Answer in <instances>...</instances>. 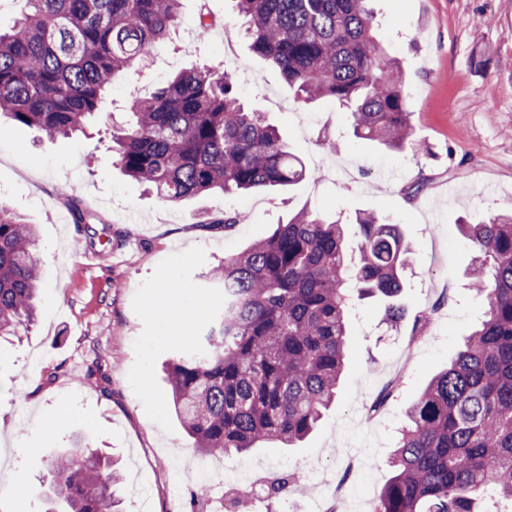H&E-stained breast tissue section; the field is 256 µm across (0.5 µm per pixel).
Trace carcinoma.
I'll use <instances>...</instances> for the list:
<instances>
[{"instance_id":"1","label":"carcinoma","mask_w":512,"mask_h":512,"mask_svg":"<svg viewBox=\"0 0 512 512\" xmlns=\"http://www.w3.org/2000/svg\"><path fill=\"white\" fill-rule=\"evenodd\" d=\"M0 32V119L68 137L109 87L168 39L179 0H22ZM250 49L277 66L296 99L349 110L355 135L388 149L413 144L396 60L375 37L372 0H233ZM112 133L122 172L180 203L195 195L287 187L306 175L278 130L250 110L216 66L179 72L127 103ZM346 225L302 210L224 258L209 279L223 307L206 336L168 366L172 408L202 455L303 441L336 398L353 294L395 300L408 249L400 225L372 212ZM472 242L484 308L463 349L407 411L372 512H485L493 490L512 507V212L458 222ZM36 228L0 205V339L35 314ZM63 512H122L121 476L96 450L56 457Z\"/></svg>"}]
</instances>
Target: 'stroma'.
<instances>
[{"mask_svg": "<svg viewBox=\"0 0 512 512\" xmlns=\"http://www.w3.org/2000/svg\"><path fill=\"white\" fill-rule=\"evenodd\" d=\"M373 6L378 38L403 71L416 148L356 138L336 105L297 101L279 70L250 51L230 0H180L176 29L111 87L83 133L50 140L23 125L0 132V203L37 225L42 259L36 319L0 344V470L15 477L0 486V512H54L48 463L76 451L78 432L116 457L124 512H196L200 483L174 501L161 482L171 449L191 448L170 409L165 372L184 344L180 316L215 304L205 273L304 209L372 211L401 226L413 250L399 297L404 316L392 323L385 300L356 301L345 372L323 420L299 447L223 458L224 475L241 462L255 479L275 465L294 469L272 512H296L313 492L309 473L324 471L331 483L347 481L356 506L371 512L408 407L483 318L469 286L475 249L455 221L512 209V0ZM203 7L216 25L208 38L189 37ZM210 62L230 71L244 102L279 128L306 178L286 190L211 192L173 205L121 173L112 130L128 122V99ZM73 198L88 225L73 222ZM224 212L240 223H210ZM89 226L105 229L110 244L87 243ZM427 313L428 332L415 336ZM395 373L400 391L379 422H366Z\"/></svg>", "mask_w": 512, "mask_h": 512, "instance_id": "obj_1", "label": "stroma"}]
</instances>
